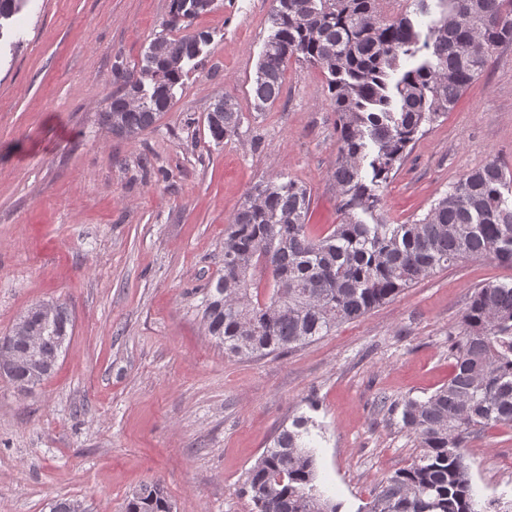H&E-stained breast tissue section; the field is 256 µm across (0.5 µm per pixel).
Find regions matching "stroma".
<instances>
[{"label":"stroma","mask_w":512,"mask_h":512,"mask_svg":"<svg viewBox=\"0 0 512 512\" xmlns=\"http://www.w3.org/2000/svg\"><path fill=\"white\" fill-rule=\"evenodd\" d=\"M274 5L214 0L193 18L209 42L133 139L101 120L112 68L140 62L170 0H28L0 39V336L42 302L73 321L46 381L21 394L0 378V512H49L59 498L122 512L149 481L174 512H254L248 471L299 415L314 423L321 489L358 512L417 454L388 404L447 383L474 289L512 282V268L470 260L287 353L215 344L202 290L223 273L224 231L255 184L288 175L311 192L314 231L339 221L322 71L290 60L279 100L255 107ZM227 96L242 125L218 144L205 115ZM492 159L512 169V44L410 146L384 207L397 223L422 215ZM465 456L479 500L512 499V429L472 438Z\"/></svg>","instance_id":"stroma-1"}]
</instances>
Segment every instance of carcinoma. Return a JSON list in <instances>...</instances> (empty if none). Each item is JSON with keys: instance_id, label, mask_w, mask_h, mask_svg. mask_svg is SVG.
<instances>
[{"instance_id": "obj_1", "label": "carcinoma", "mask_w": 512, "mask_h": 512, "mask_svg": "<svg viewBox=\"0 0 512 512\" xmlns=\"http://www.w3.org/2000/svg\"><path fill=\"white\" fill-rule=\"evenodd\" d=\"M25 0H0V29ZM379 0H276L253 87L256 108L274 104L292 58L327 78L338 150L332 179L341 223L326 233L309 229L308 189L279 175L254 187L224 237V274L203 293L208 334L237 357L267 355L311 344L355 321L431 274L459 262L490 258L512 267V174L496 160L466 174L422 216L391 223L383 191L423 128L448 115L485 70L495 48L512 43V0H440L441 17L418 29L411 0L388 19ZM214 0H170L164 31L141 63L117 72L121 91L107 101L102 121L128 139L169 110L209 35L170 36L187 29ZM242 113L228 98L206 114L210 137L238 135ZM271 278L259 292L256 272ZM27 325L43 336L50 360L68 339L64 316ZM448 383L424 399L407 398L403 427L414 433L413 462L386 479L359 512H512V502L480 503L464 448L470 437L512 427V283L475 289L461 329L449 347ZM12 383L33 372L20 360L0 365ZM313 421L300 416L282 428L250 469L256 512H341L316 484V458L305 438ZM164 488L135 490L124 512H171Z\"/></svg>"}]
</instances>
